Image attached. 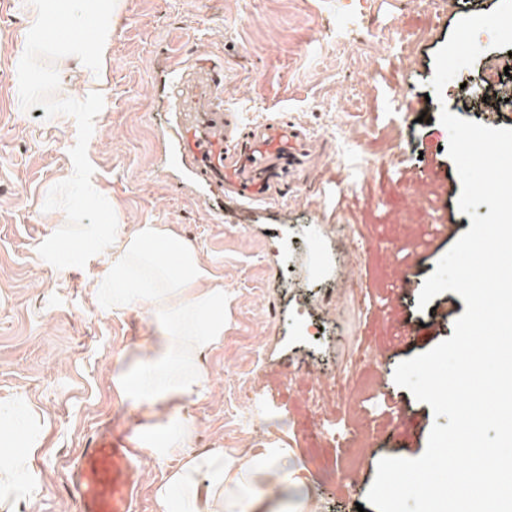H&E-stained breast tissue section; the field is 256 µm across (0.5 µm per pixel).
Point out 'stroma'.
Masks as SVG:
<instances>
[{"mask_svg": "<svg viewBox=\"0 0 512 512\" xmlns=\"http://www.w3.org/2000/svg\"><path fill=\"white\" fill-rule=\"evenodd\" d=\"M500 0H123L109 18L102 73L61 74L35 64L37 94L15 97L26 53L19 0H0V398L23 395L42 416L32 459L41 483L21 512H77L67 465L87 439L119 420L136 440L141 413L117 393L116 357L150 331L146 315H111L92 295L105 266L58 230L92 224L110 204L121 223L164 224L224 281V345L204 364L210 391L187 414L190 448L290 449L313 512H376L367 494L385 457L414 459L434 423L409 390L382 374L450 338L465 311L447 291L427 309L399 280L424 283L471 219L447 152L441 109L494 128L512 112H480L484 69L506 51L480 32L481 55L434 96V58L457 23ZM374 37L357 40L354 31ZM199 56L224 70V105L246 121L288 115L318 144L311 169L286 197L244 221L220 217L192 192V167L158 154L164 124L155 71ZM104 77L103 98L85 94ZM429 156L437 181L414 187ZM102 192L71 193L74 172ZM449 242L408 255L432 218ZM417 329L401 343L403 327ZM413 421L396 435L383 399Z\"/></svg>", "mask_w": 512, "mask_h": 512, "instance_id": "1", "label": "stroma"}]
</instances>
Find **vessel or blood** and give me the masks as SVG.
<instances>
[{"label":"vessel or blood","mask_w":512,"mask_h":512,"mask_svg":"<svg viewBox=\"0 0 512 512\" xmlns=\"http://www.w3.org/2000/svg\"><path fill=\"white\" fill-rule=\"evenodd\" d=\"M164 72L176 115L170 153L196 167L201 182L218 185L229 202H265L306 156L307 137L285 118L242 123L224 107V71L210 61H169ZM78 512H135L140 471L124 434L104 429L80 449L72 472Z\"/></svg>","instance_id":"obj_1"}]
</instances>
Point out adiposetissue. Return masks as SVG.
<instances>
[{
    "mask_svg": "<svg viewBox=\"0 0 512 512\" xmlns=\"http://www.w3.org/2000/svg\"><path fill=\"white\" fill-rule=\"evenodd\" d=\"M121 0H22L24 33L31 47L56 50L59 62L74 67L101 65L110 32L102 18L120 12ZM81 12L97 21L94 43L61 42L48 28L50 16ZM102 255L107 272L96 296L108 312L148 309L153 328L114 378L120 396L141 411V448L157 460L176 459L157 484L156 512H277L278 503L263 486L277 477L282 490L298 488L284 448L239 454L216 448L190 451L194 424L186 405L208 390L203 358L224 343V283L201 261L180 234L159 224L133 231L113 224ZM40 415L13 398L0 399V500L39 491L32 458L40 439L33 430Z\"/></svg>",
    "mask_w": 512,
    "mask_h": 512,
    "instance_id": "ef3b65f1",
    "label": "adipose tissue"
}]
</instances>
